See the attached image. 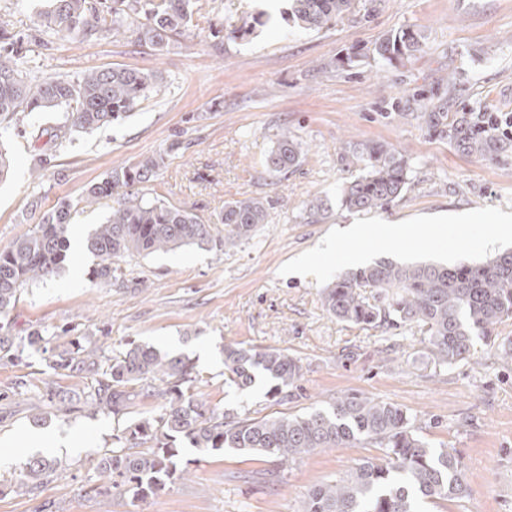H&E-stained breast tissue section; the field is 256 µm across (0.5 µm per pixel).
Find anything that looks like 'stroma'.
Masks as SVG:
<instances>
[{"label":"stroma","instance_id":"1","mask_svg":"<svg viewBox=\"0 0 512 512\" xmlns=\"http://www.w3.org/2000/svg\"><path fill=\"white\" fill-rule=\"evenodd\" d=\"M43 0H0V30L14 36L37 76H75L102 66L160 69L161 91L123 122L75 132L57 144L41 139L53 112H34L19 127L0 128L12 158L0 183V248L31 230L59 200L73 205L71 258L52 277L29 283L0 314L15 337L43 329L60 344L82 338L116 357L130 343L189 358L202 376L195 395L239 418L300 415L360 393L408 411L415 432L459 460L468 492L424 504V512H512V320L491 339L475 337L467 359L450 366L429 357L417 325L370 328L337 320L322 291L351 269L359 247L352 224L391 239L365 261L475 265L507 250L495 222L512 220V148L493 159L468 156L419 111L512 113V0H352L349 12L319 30L286 24L287 0H199L183 35L161 50L112 36L62 42L37 23ZM265 14L244 38L234 31ZM411 28L422 49L393 60L368 57L380 38ZM299 140L297 167L270 174L266 158L282 130ZM381 142L410 164L406 191L371 211L347 209L344 188L365 173L347 144ZM167 152L151 196L213 220L226 203L269 201L268 220L250 239L224 250L188 246L116 260L112 281L95 284L96 260L83 243L91 225L112 210L104 198L79 206L85 189L116 167ZM47 160L33 172L38 154ZM40 198L39 211L29 203ZM324 219L309 222L313 204ZM470 216L467 224L451 223ZM336 250L324 253L327 241ZM309 257L314 273L284 276ZM69 336H62V329ZM280 349L299 359L302 377L288 400L275 402L257 378L243 394L224 381L227 345ZM82 393L85 379L52 370L43 351L0 362V483L14 482L32 433L48 441L74 435L77 451L58 447L60 474L33 493L0 495V512H303L310 490L339 479L386 451L371 445L323 448L284 463L265 455L185 449L191 476L152 503L88 492L99 457L124 426L110 415L82 411L33 425L31 385Z\"/></svg>","mask_w":512,"mask_h":512}]
</instances>
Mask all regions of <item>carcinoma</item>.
<instances>
[{
    "label": "carcinoma",
    "instance_id": "1",
    "mask_svg": "<svg viewBox=\"0 0 512 512\" xmlns=\"http://www.w3.org/2000/svg\"><path fill=\"white\" fill-rule=\"evenodd\" d=\"M351 7V0H292L285 21L303 29H319ZM197 0H48L40 26L61 40L93 38L105 33L159 50L186 31ZM420 34L411 29L389 35L373 52L383 59L420 49ZM159 70L97 67L74 78H39L26 71L15 41L0 35V124H18L30 112H58L49 138L63 140L74 130L107 126L132 115L150 94L161 90ZM448 137L468 155L492 158L503 149L498 136L466 114L453 121ZM367 175L344 189L346 207L358 211L381 208L408 185V164L386 146L368 142L356 152ZM302 158V145L283 133L269 153L272 174L282 173ZM166 156L156 153L131 166L115 168L91 184L81 197L90 207L110 197L115 206L102 224L88 233L86 250L97 262L95 283L112 281V263L124 255H148L189 245L234 246L267 223L263 201L250 199L224 205L217 223L144 193L156 180ZM71 208L66 200L43 214L41 222L5 248H0V313L15 303L24 287L44 280L67 261L71 249ZM324 306L337 319L390 329L410 323L423 327L428 348L442 365L469 356L473 338H491L495 326L512 318V252L479 265H404L382 259L336 276L324 292ZM55 336L35 329L15 342L0 322V360L13 362L24 348L52 352L53 369L87 381V392L73 400L48 398L49 413H70L82 404L92 414L128 416L113 448L103 453L90 477L89 491H111L145 503L188 474L183 444L201 454L226 449L293 460L319 448L348 447L356 441L387 449L383 463L366 461L332 484L313 489L305 512H421L427 500L463 496L459 462L447 450L430 447L415 434L413 418L400 407L359 394L337 400L329 410L276 418L241 419L195 398L201 381L195 367L153 346L131 345L118 357L101 359L98 349L75 343L52 346ZM271 381L266 396L282 401L302 376L299 360L277 350L224 347L225 383L248 391L256 374ZM167 397L159 410L131 412L140 397ZM62 462L32 456L8 491L30 493Z\"/></svg>",
    "mask_w": 512,
    "mask_h": 512
}]
</instances>
